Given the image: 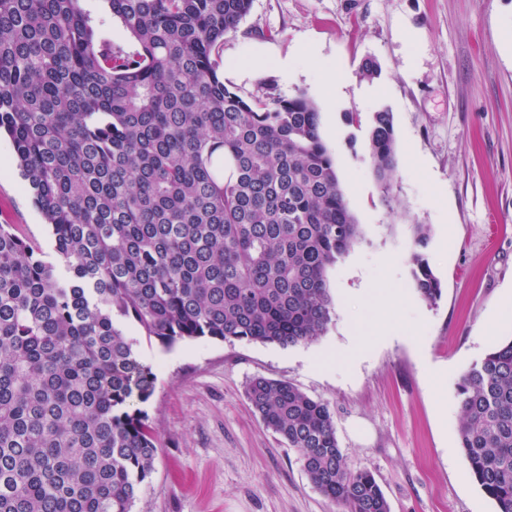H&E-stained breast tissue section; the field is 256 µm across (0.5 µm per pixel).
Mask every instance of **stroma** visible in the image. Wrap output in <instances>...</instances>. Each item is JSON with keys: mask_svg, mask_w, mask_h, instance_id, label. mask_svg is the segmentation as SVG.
<instances>
[{"mask_svg": "<svg viewBox=\"0 0 512 512\" xmlns=\"http://www.w3.org/2000/svg\"><path fill=\"white\" fill-rule=\"evenodd\" d=\"M309 40L345 77L335 102L317 91ZM261 49L274 64L240 79L237 62ZM369 59L372 79L362 72ZM221 71L240 94L262 95L270 81L317 104L364 236L328 274L334 315L312 343L198 339L166 350L139 338L156 376L145 409L160 448L133 512H342L253 412L245 387L257 375L328 405L348 467L374 471L391 512H496L459 448L456 386L512 337V0H253L224 38ZM381 109L393 114L397 147L386 190L366 150ZM0 224L54 261L16 169L0 178ZM417 224L430 229L427 256L442 283L434 305L411 285Z\"/></svg>", "mask_w": 512, "mask_h": 512, "instance_id": "1", "label": "stroma"}]
</instances>
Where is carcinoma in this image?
<instances>
[{
	"instance_id": "1",
	"label": "carcinoma",
	"mask_w": 512,
	"mask_h": 512,
	"mask_svg": "<svg viewBox=\"0 0 512 512\" xmlns=\"http://www.w3.org/2000/svg\"><path fill=\"white\" fill-rule=\"evenodd\" d=\"M134 44L102 38L81 0H0V136L66 269L0 224V512H133L158 439L140 408L155 374L121 322L169 349L210 338L290 347L332 320L328 271L362 237L313 100L218 73L253 0H106ZM367 148L384 191L393 115ZM413 230L412 286L442 295ZM459 448L512 512V339L461 375ZM246 397L345 512H390L348 468L327 404L255 376Z\"/></svg>"
}]
</instances>
